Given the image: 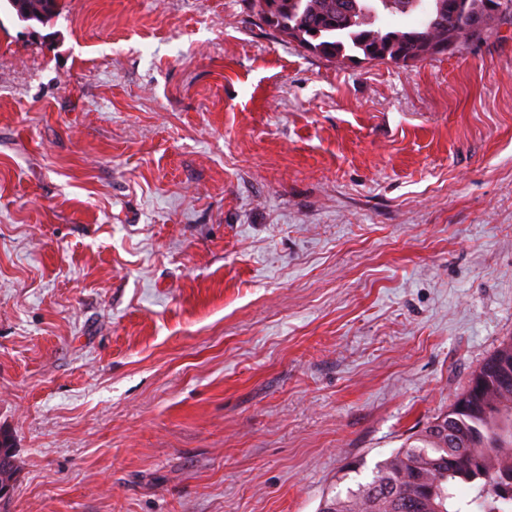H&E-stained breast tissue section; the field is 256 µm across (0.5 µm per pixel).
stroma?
Listing matches in <instances>:
<instances>
[{
  "instance_id": "1",
  "label": "stroma",
  "mask_w": 512,
  "mask_h": 512,
  "mask_svg": "<svg viewBox=\"0 0 512 512\" xmlns=\"http://www.w3.org/2000/svg\"><path fill=\"white\" fill-rule=\"evenodd\" d=\"M509 339L512 12L403 66L0 11L6 512H318Z\"/></svg>"
}]
</instances>
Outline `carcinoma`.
<instances>
[{
  "label": "carcinoma",
  "instance_id": "1",
  "mask_svg": "<svg viewBox=\"0 0 512 512\" xmlns=\"http://www.w3.org/2000/svg\"><path fill=\"white\" fill-rule=\"evenodd\" d=\"M13 12L44 23L58 0H25ZM256 15L305 50L342 61L407 63L433 56L432 41L454 53L481 38L479 27L512 7V0H254ZM400 17L391 26L382 16ZM512 340L472 374L448 411L436 416L389 457L372 479L347 495L327 498L320 512H512ZM465 485L470 499L458 498Z\"/></svg>",
  "mask_w": 512,
  "mask_h": 512
}]
</instances>
